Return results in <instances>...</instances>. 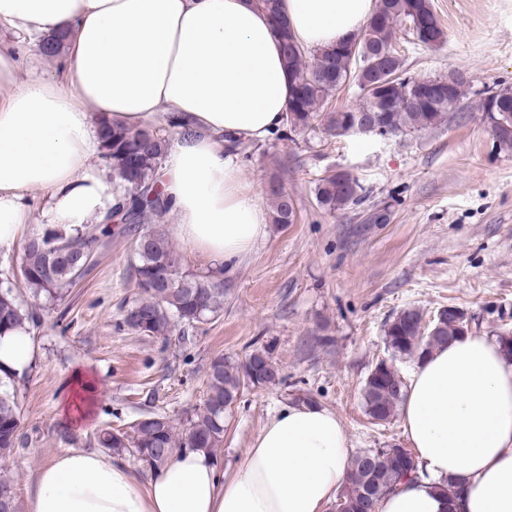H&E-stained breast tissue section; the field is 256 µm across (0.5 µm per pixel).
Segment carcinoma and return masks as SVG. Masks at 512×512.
I'll return each instance as SVG.
<instances>
[{
	"label": "carcinoma",
	"instance_id": "obj_1",
	"mask_svg": "<svg viewBox=\"0 0 512 512\" xmlns=\"http://www.w3.org/2000/svg\"><path fill=\"white\" fill-rule=\"evenodd\" d=\"M280 0H255L273 20L283 46L284 66L294 80L293 95L286 116L289 132L319 129L339 137L350 126L356 113L329 107L336 93L354 87L363 98L360 112L377 115L385 132L392 135L413 133L442 125L468 94L469 76L456 69L442 75V93L425 96L417 93L421 80L406 75L404 61L393 40L399 30L407 31L414 43L437 47L444 32L433 11L431 0H376L375 8L359 33L345 43L314 50L307 61V50L292 37L282 20ZM479 110L489 116L496 146L512 152V87L496 86L483 97ZM99 149L112 165V185L118 202L101 236L69 234L51 230L29 236L22 247L17 276L33 298L54 299L76 286L88 271L77 267L97 255L104 239L124 235L129 224L110 227L123 209H134L133 216L143 221L150 215L155 224L135 233V261L132 264L137 297L124 310L123 326L146 336L167 338L175 323L196 325L216 317L224 309V272L205 273L185 269L160 224L168 211L161 199L156 171L168 142L149 127L128 126L114 121L99 123ZM275 204L273 223L291 224L295 209L291 197L280 187L271 188ZM319 208L334 213L361 201L359 180L345 172L321 177L315 187ZM39 319L37 307H22L12 286H0V335ZM423 313L416 308L400 312L386 323L385 340L392 354L421 360L436 348L468 332L471 318L461 308H441L423 326ZM280 381L279 370L267 349L257 348L245 360H230L222 355L210 362L206 375V398L195 408L183 428L164 414L151 424L130 423L127 430L108 426L97 430L93 443L112 452L132 450L152 467L164 464L180 448L219 447L224 439V413L239 399L244 389L266 387ZM14 379L0 378V456L24 444L20 433V407L9 390ZM406 383L394 365L382 359L368 372L362 399L371 420L385 423L398 410ZM417 461L408 448L390 446L363 451L351 458L347 484L336 496L346 512H372L375 502L417 472ZM16 496L10 480L0 477V512H16Z\"/></svg>",
	"mask_w": 512,
	"mask_h": 512
}]
</instances>
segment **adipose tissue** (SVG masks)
I'll return each instance as SVG.
<instances>
[{
	"label": "adipose tissue",
	"instance_id": "1",
	"mask_svg": "<svg viewBox=\"0 0 512 512\" xmlns=\"http://www.w3.org/2000/svg\"><path fill=\"white\" fill-rule=\"evenodd\" d=\"M297 39L318 49L362 28L373 0H283ZM31 46L66 36L59 76L20 79L0 46V248L15 244L42 194L48 225L75 231L116 202L90 164L99 120L146 126L159 113L179 135L159 173L174 234L215 266H229L268 234L225 134L263 141L282 132L292 92L279 36L253 0H0V28ZM26 331L0 337V377L36 361ZM416 479L375 512H512V356L467 335L414 371L400 405ZM349 436L332 409L282 406L233 476L205 448L179 451L138 481L119 456L72 449L37 470L29 512H325L348 480ZM460 488L452 497L444 480Z\"/></svg>",
	"mask_w": 512,
	"mask_h": 512
}]
</instances>
